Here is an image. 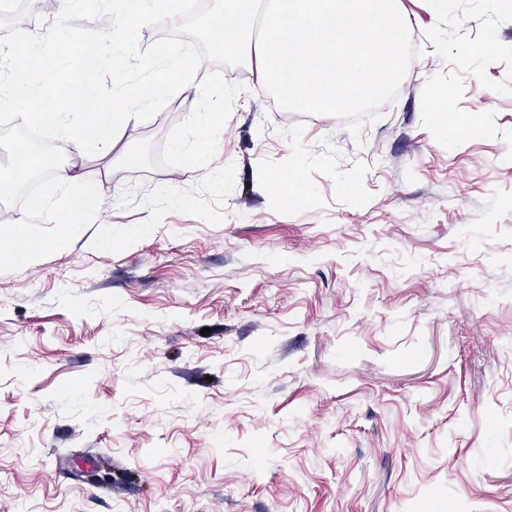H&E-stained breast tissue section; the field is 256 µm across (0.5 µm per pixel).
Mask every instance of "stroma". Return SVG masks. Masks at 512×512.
<instances>
[{
    "label": "stroma",
    "instance_id": "stroma-1",
    "mask_svg": "<svg viewBox=\"0 0 512 512\" xmlns=\"http://www.w3.org/2000/svg\"><path fill=\"white\" fill-rule=\"evenodd\" d=\"M401 7L420 54L356 138L207 63L244 87L220 224L94 250L210 169L63 145L101 217L0 268V512H512V0Z\"/></svg>",
    "mask_w": 512,
    "mask_h": 512
}]
</instances>
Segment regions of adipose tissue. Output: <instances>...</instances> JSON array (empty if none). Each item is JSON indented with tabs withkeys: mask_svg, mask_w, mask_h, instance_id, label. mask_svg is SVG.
Segmentation results:
<instances>
[{
	"mask_svg": "<svg viewBox=\"0 0 512 512\" xmlns=\"http://www.w3.org/2000/svg\"><path fill=\"white\" fill-rule=\"evenodd\" d=\"M48 177L54 178L63 189L60 202L52 203L43 199L32 200V211L48 214L58 224L71 223L73 218H85L98 210L97 195L91 188H78V174L66 166H55L48 170ZM8 237V245L0 243V268L38 259L42 241L32 231L18 227L16 220L7 213H0V239Z\"/></svg>",
	"mask_w": 512,
	"mask_h": 512,
	"instance_id": "ef3b65f1",
	"label": "adipose tissue"
}]
</instances>
